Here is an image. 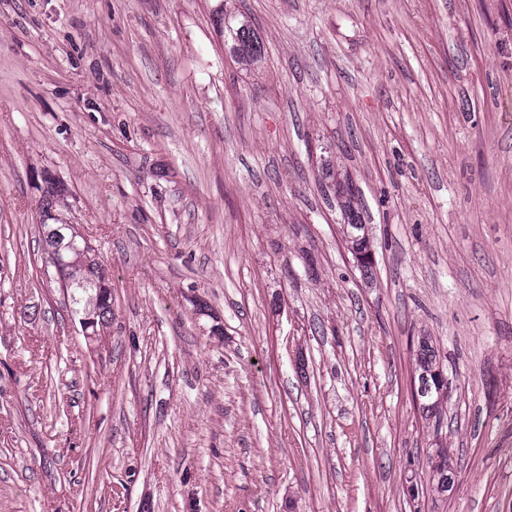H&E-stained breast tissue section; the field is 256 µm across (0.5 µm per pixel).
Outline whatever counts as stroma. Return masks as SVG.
<instances>
[{
	"mask_svg": "<svg viewBox=\"0 0 512 512\" xmlns=\"http://www.w3.org/2000/svg\"><path fill=\"white\" fill-rule=\"evenodd\" d=\"M0 512H512V0H0ZM230 51L237 63L251 65L258 62L263 55V47L254 31L247 24H242L231 33ZM70 228L73 230L74 235H79L81 237H77V240L74 242L77 247H81V242L83 239V249L82 252L84 253V260L86 261L87 258H93V260L97 259V254L95 253V250L90 243L88 237L85 233H82L79 228L76 226L70 225ZM75 247H68L63 253L62 257L64 261L66 262L65 269L68 271L69 280L71 282L70 287V298L75 307V313L78 315H81L79 318V322L81 326H83V329L86 330L89 323L91 325H94L95 332L94 336H97L98 338H101L103 336H108V328L110 326L111 318H108L106 315H100V312H98L99 316H96L94 314H90L89 311H91V306L88 305V299L91 296H96L98 292V288H109L106 283L105 279L101 273L100 270H102V266L100 262H98L94 268H90L92 271V276L86 274L85 271H82V253ZM91 252V255L88 253ZM93 293V295H90ZM88 298V299H87ZM96 317L92 318L91 320L84 321L82 324V319L89 317ZM97 324L99 325V328H97ZM420 351L421 352L419 355H417V372L419 376V385L420 380L423 378L421 373L425 372L430 376L431 391L426 393V390H424V385L421 383L420 392L425 393V395H420L419 399L421 400L422 405H425L424 410L433 412L437 409L438 404L444 399L445 395V392H440V389H437L434 382V376L430 374V371L432 370H439V363H437L435 350L427 341H422V344L420 345Z\"/></svg>",
	"mask_w": 512,
	"mask_h": 512,
	"instance_id": "obj_1",
	"label": "stroma"
}]
</instances>
